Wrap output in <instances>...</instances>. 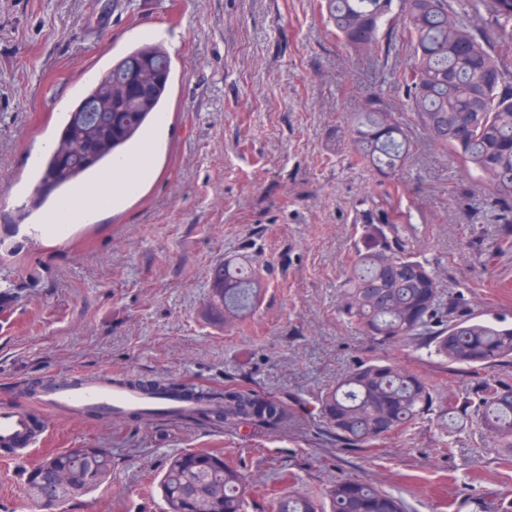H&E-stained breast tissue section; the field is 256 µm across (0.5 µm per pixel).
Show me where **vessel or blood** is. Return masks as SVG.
Here are the masks:
<instances>
[{
    "instance_id": "obj_1",
    "label": "vessel or blood",
    "mask_w": 512,
    "mask_h": 512,
    "mask_svg": "<svg viewBox=\"0 0 512 512\" xmlns=\"http://www.w3.org/2000/svg\"><path fill=\"white\" fill-rule=\"evenodd\" d=\"M148 159L140 153L119 159L114 168L102 172L95 184L84 190L87 213L109 203V187L122 184L135 191V172ZM73 213L72 199L56 197L41 216L42 223L66 229ZM205 409L197 394L175 391L150 392L130 386L124 377L106 372L44 377L38 389L25 394L16 403L0 406V448L11 461L26 460L40 446L45 431L33 428L30 416L37 411L68 417L99 413L106 417L137 414L148 419L174 418L181 421L199 416Z\"/></svg>"
}]
</instances>
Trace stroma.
<instances>
[{
  "label": "stroma",
  "instance_id": "1",
  "mask_svg": "<svg viewBox=\"0 0 512 512\" xmlns=\"http://www.w3.org/2000/svg\"><path fill=\"white\" fill-rule=\"evenodd\" d=\"M178 31L167 133L137 195L73 231L30 237L29 177L63 105L136 39ZM409 116L404 91L330 33L317 0H0V405L51 374L115 371L213 389L232 383L294 400L277 431L91 416L54 417L23 464L0 463V512H42L28 468L69 448H104L108 483L60 512H164L166 460L220 450L246 475V512L297 491L326 501L338 479L367 481L408 512H501L512 464L464 420L428 415L366 448H341L316 398L358 363L389 358L437 393L480 375L416 345H383L338 313L359 203L381 176L339 137L372 95ZM401 181L422 254L443 261L468 313L512 325V249L472 178L420 131ZM461 202H453L455 194ZM249 252L267 286L227 326L211 306L213 267Z\"/></svg>",
  "mask_w": 512,
  "mask_h": 512
}]
</instances>
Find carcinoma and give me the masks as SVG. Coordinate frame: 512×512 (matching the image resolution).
I'll return each instance as SVG.
<instances>
[{
  "mask_svg": "<svg viewBox=\"0 0 512 512\" xmlns=\"http://www.w3.org/2000/svg\"><path fill=\"white\" fill-rule=\"evenodd\" d=\"M331 33L358 57L388 69L402 87L416 123L429 142L476 174L497 223L512 227V55L495 51L512 42V0H321ZM472 14L487 26L473 28ZM410 52L403 68L389 65L398 45ZM172 88L164 44L133 43L65 112L45 154L29 210L67 189L126 151L152 127ZM112 99V111L89 112ZM359 158L386 177L401 170L411 137L397 113L378 97L346 122ZM359 238L339 301V314L384 344L416 342L457 370L489 369L512 360V327L464 314L463 300L444 294L443 265L418 248L419 229L397 192L382 190L356 212ZM212 306L232 325L257 308L266 282L246 254L211 272ZM203 397L206 419L227 429L276 430L288 424V401L226 384ZM328 433L343 448H364L436 414L446 431L470 418L498 438L512 456V385L485 377L452 398L438 397L417 373L377 358L352 368L317 398ZM70 475L62 498L38 491L39 463L27 472L28 498L56 509L98 487L112 472L104 448H69L52 455ZM248 482L217 451L173 457L160 480L165 512H245ZM331 512H405L401 498L360 480L341 479L329 490ZM275 512H323L300 493L280 497Z\"/></svg>",
  "mask_w": 512,
  "mask_h": 512,
  "instance_id": "carcinoma-1",
  "label": "carcinoma"
}]
</instances>
